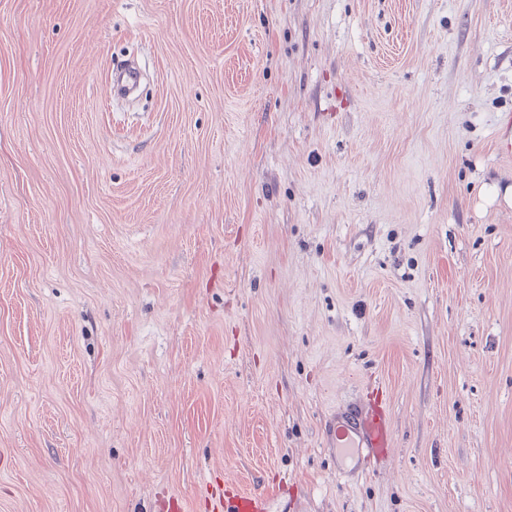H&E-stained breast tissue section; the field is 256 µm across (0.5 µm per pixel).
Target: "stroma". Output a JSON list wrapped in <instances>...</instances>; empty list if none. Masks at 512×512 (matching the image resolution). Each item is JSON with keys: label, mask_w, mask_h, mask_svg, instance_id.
I'll return each instance as SVG.
<instances>
[{"label": "stroma", "mask_w": 512, "mask_h": 512, "mask_svg": "<svg viewBox=\"0 0 512 512\" xmlns=\"http://www.w3.org/2000/svg\"><path fill=\"white\" fill-rule=\"evenodd\" d=\"M487 182L512 0H0V512H512ZM340 428L339 438L349 439L353 448H367L369 460L383 455L389 448V412L381 400H369L364 409L350 413ZM211 512H271L264 496L233 487L209 485L206 489Z\"/></svg>", "instance_id": "stroma-1"}]
</instances>
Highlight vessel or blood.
Segmentation results:
<instances>
[{
	"mask_svg": "<svg viewBox=\"0 0 512 512\" xmlns=\"http://www.w3.org/2000/svg\"><path fill=\"white\" fill-rule=\"evenodd\" d=\"M341 438L356 448L367 449L369 457L384 454L390 440L389 412L381 400H369L364 409L351 413L343 420ZM211 512H269L264 496L233 487L208 486Z\"/></svg>",
	"mask_w": 512,
	"mask_h": 512,
	"instance_id": "1",
	"label": "vessel or blood"
}]
</instances>
